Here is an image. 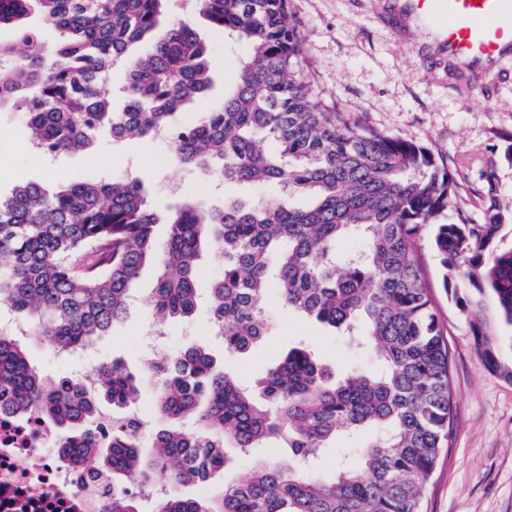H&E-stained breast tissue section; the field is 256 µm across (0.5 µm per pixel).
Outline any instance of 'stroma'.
Returning a JSON list of instances; mask_svg holds the SVG:
<instances>
[{
    "instance_id": "35a3bbf8",
    "label": "stroma",
    "mask_w": 512,
    "mask_h": 512,
    "mask_svg": "<svg viewBox=\"0 0 512 512\" xmlns=\"http://www.w3.org/2000/svg\"><path fill=\"white\" fill-rule=\"evenodd\" d=\"M302 39V65L313 94L325 108L345 112L376 130L423 144L441 157L462 186L478 180L491 159H498V193L512 196V166L501 162L503 133L512 132V74L488 90L454 86L448 64L422 50L423 32L400 34L392 23L390 0H290ZM194 27L208 47L214 80L210 101L188 105L174 118L175 125L191 122L221 100L224 86L240 67L244 51L226 42L221 32L204 19ZM23 118L10 106L0 107V190L38 182L47 187L79 179L124 178L149 160L152 183L149 200L166 211L182 196L217 207L225 197L281 198L275 184L221 185L187 173L175 163L169 140L131 137L113 141L97 137L93 153L66 155L41 163L32 160ZM155 271H143L135 285L139 298L128 317L88 349L85 362L57 361L35 337L19 343L33 365L51 377L79 370L94 375L99 365L112 361L139 369L153 355L148 334L149 314L142 303L154 286ZM441 315L448 322L454 423L452 437L428 486L424 512H512V383L489 373L477 353L469 319L459 312L444 289L436 291ZM261 305L273 330L244 355H228L210 331L207 301H200L191 321L175 322L164 331L168 348L200 344L219 358L242 382L251 383L259 372L288 348L308 345L336 371L353 367L378 369L369 352L348 353L339 336L323 325L289 311L276 290H269Z\"/></svg>"
}]
</instances>
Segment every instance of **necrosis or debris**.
<instances>
[{"mask_svg": "<svg viewBox=\"0 0 512 512\" xmlns=\"http://www.w3.org/2000/svg\"><path fill=\"white\" fill-rule=\"evenodd\" d=\"M55 443L37 418L0 416V512H105L96 478L78 479Z\"/></svg>", "mask_w": 512, "mask_h": 512, "instance_id": "4bbe7bcc", "label": "necrosis or debris"}]
</instances>
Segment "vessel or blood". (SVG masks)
<instances>
[{
  "label": "vessel or blood",
  "mask_w": 512,
  "mask_h": 512,
  "mask_svg": "<svg viewBox=\"0 0 512 512\" xmlns=\"http://www.w3.org/2000/svg\"><path fill=\"white\" fill-rule=\"evenodd\" d=\"M392 12L427 29L426 48L474 79L512 60V0H392Z\"/></svg>",
  "instance_id": "1"
}]
</instances>
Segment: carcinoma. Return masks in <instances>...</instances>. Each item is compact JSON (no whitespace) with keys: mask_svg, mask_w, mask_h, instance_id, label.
<instances>
[{"mask_svg":"<svg viewBox=\"0 0 512 512\" xmlns=\"http://www.w3.org/2000/svg\"><path fill=\"white\" fill-rule=\"evenodd\" d=\"M168 2L0 0V28L23 30L21 46L0 43V106L21 112L31 144L50 156L85 151L103 131L121 140L171 130L177 112L213 86L207 46L191 24L171 23L129 65L122 111L105 95L114 65L154 33ZM192 7L246 57L223 102L174 131L173 154L218 180L276 182L284 197L226 198L220 208L185 199L160 215L139 173L54 189L16 185L0 195V305L57 352L89 347L126 317L134 284L154 261L147 307L161 334L194 315L208 253L223 268L207 292L224 352L245 354L271 335L259 301L273 286L288 309L333 328L349 349L371 351L382 370L338 375L304 345L246 387L193 344L140 376L119 363L101 366L95 395L43 376L14 337L0 334V414L52 422L60 458L80 478L97 461L93 469L112 481L108 512H423L454 420L447 329L419 254L424 237L442 288L470 316L485 368L512 382V362L500 359L478 312L488 294L512 326V247L499 238L512 223V200L496 194V163L470 185L485 209L475 223L452 209L458 183L430 149L328 112L311 95L288 0ZM33 12L59 32L54 47L27 28ZM297 197L308 205L294 206ZM349 239L363 248L340 252ZM146 376L158 384L147 459L141 418L128 411ZM103 401L112 405L108 435ZM364 431L369 439L345 449L333 474L308 469L338 435ZM227 442L242 456L273 443L305 468L258 463L213 490ZM160 484L171 490L151 505L134 491Z\"/></svg>","mask_w":512,"mask_h":512,"instance_id":"carcinoma-1","label":"carcinoma"}]
</instances>
